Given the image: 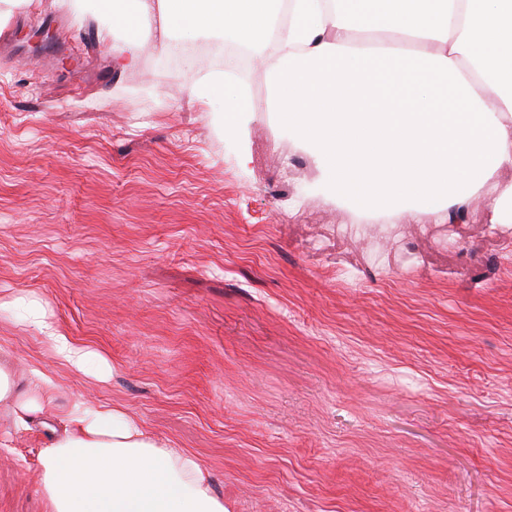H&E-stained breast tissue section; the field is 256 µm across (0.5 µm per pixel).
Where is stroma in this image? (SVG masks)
I'll return each instance as SVG.
<instances>
[{
  "label": "stroma",
  "instance_id": "1",
  "mask_svg": "<svg viewBox=\"0 0 512 512\" xmlns=\"http://www.w3.org/2000/svg\"><path fill=\"white\" fill-rule=\"evenodd\" d=\"M109 25L40 0L0 30V348L56 386L30 427L0 407V512H45L47 428L83 397L196 456L226 512H512V217L483 191L457 222L362 210L260 65L224 79L253 99L228 138L223 99L188 94L204 69L150 47L119 69ZM20 294L104 377L20 324Z\"/></svg>",
  "mask_w": 512,
  "mask_h": 512
}]
</instances>
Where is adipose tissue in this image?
Segmentation results:
<instances>
[{
  "label": "adipose tissue",
  "mask_w": 512,
  "mask_h": 512,
  "mask_svg": "<svg viewBox=\"0 0 512 512\" xmlns=\"http://www.w3.org/2000/svg\"><path fill=\"white\" fill-rule=\"evenodd\" d=\"M112 17L113 62L138 67L141 48L176 51L172 29L275 42L261 62L274 109L310 145L337 195L399 223L408 206L449 214L512 169V0H293L278 40V0H97ZM224 98V132L239 129L243 91L214 75L189 89ZM13 303L79 373L95 354L61 333L43 306ZM39 369L18 374L0 351V405L28 425L51 401ZM46 512H225L208 470L161 445L118 408L81 399L40 455Z\"/></svg>",
  "instance_id": "adipose-tissue-1"
}]
</instances>
